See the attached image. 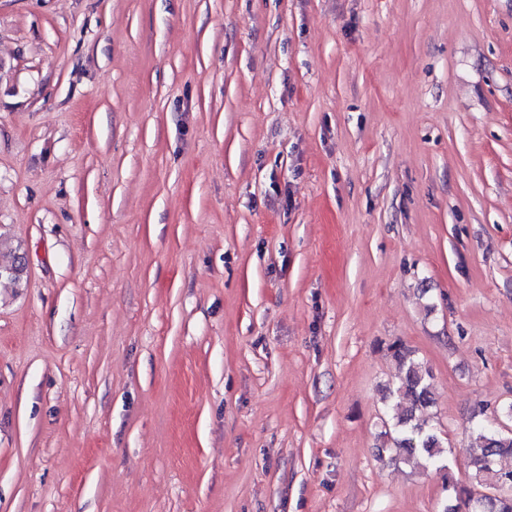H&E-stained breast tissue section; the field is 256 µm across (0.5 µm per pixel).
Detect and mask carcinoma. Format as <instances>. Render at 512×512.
Instances as JSON below:
<instances>
[{"label": "carcinoma", "mask_w": 512, "mask_h": 512, "mask_svg": "<svg viewBox=\"0 0 512 512\" xmlns=\"http://www.w3.org/2000/svg\"><path fill=\"white\" fill-rule=\"evenodd\" d=\"M390 350L399 368V381L390 390L386 408L390 426L384 436L391 441L386 449L388 462L420 464L441 474L453 501L444 503L440 512H474L475 489L492 484L507 491L483 499L481 512H512V434L494 432L487 420L473 416L467 461L470 485H459L445 458L440 435L417 419V412L434 403L431 371L402 343H393Z\"/></svg>", "instance_id": "1"}]
</instances>
